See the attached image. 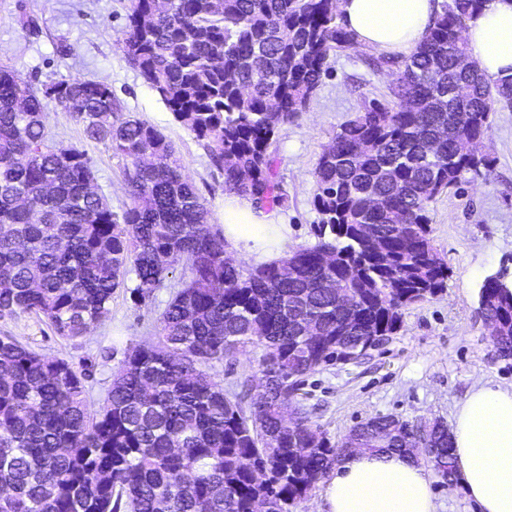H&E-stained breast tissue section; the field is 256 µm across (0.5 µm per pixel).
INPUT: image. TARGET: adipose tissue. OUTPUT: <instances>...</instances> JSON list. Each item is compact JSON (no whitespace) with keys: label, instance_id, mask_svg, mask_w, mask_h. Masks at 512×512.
I'll return each instance as SVG.
<instances>
[{"label":"adipose tissue","instance_id":"1","mask_svg":"<svg viewBox=\"0 0 512 512\" xmlns=\"http://www.w3.org/2000/svg\"><path fill=\"white\" fill-rule=\"evenodd\" d=\"M346 27L380 54H411L424 40L438 0H340ZM490 78L512 75V0H488L463 33ZM224 240L257 263L279 258L288 226L277 212L257 211L235 194L224 199ZM457 477L479 512H512V390L474 386L452 430ZM318 512H436L432 479L415 461L354 452L321 491Z\"/></svg>","mask_w":512,"mask_h":512}]
</instances>
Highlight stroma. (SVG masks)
I'll return each mask as SVG.
<instances>
[{
  "instance_id": "35a3bbf8",
  "label": "stroma",
  "mask_w": 512,
  "mask_h": 512,
  "mask_svg": "<svg viewBox=\"0 0 512 512\" xmlns=\"http://www.w3.org/2000/svg\"><path fill=\"white\" fill-rule=\"evenodd\" d=\"M129 6L130 0H0V65L14 67L38 86L60 79L109 85L127 114L150 122L174 144L200 197L210 211H218L224 202L223 177L211 172L205 149L174 120L118 47ZM26 15L37 18L39 33L22 27ZM369 54L356 46L333 55L308 111L279 133L276 179L288 196L281 209L287 249L317 241L313 171L334 131L395 80L390 72H372L365 63ZM45 106L54 141L86 151L98 193L114 212H122L129 202L124 159L87 139L82 125L54 100ZM485 152L491 159L488 172L465 174L430 206L431 238L448 265L444 291L404 308L402 326L384 348L358 364L320 369L298 391L300 406L331 442L341 443L353 428L381 415L449 424L473 385L512 388V360H493L488 328L478 314L484 278L504 267L512 270V109L492 114ZM171 295V289L162 288L138 304L129 292L117 291L108 320L76 344L34 317L0 319V334L77 367L92 363L88 403L96 410L127 350L153 340ZM261 356V346H248L211 374L227 395H235L242 380L260 378Z\"/></svg>"
}]
</instances>
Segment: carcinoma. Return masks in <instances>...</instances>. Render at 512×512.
<instances>
[{
    "label": "carcinoma",
    "instance_id": "1",
    "mask_svg": "<svg viewBox=\"0 0 512 512\" xmlns=\"http://www.w3.org/2000/svg\"><path fill=\"white\" fill-rule=\"evenodd\" d=\"M488 0H444L395 70L390 100L364 103L320 154L318 241L247 272L225 258L224 231L167 137L124 112L109 86L61 79L43 88L0 65V318L35 315L78 341L110 315L119 289L136 303L171 280L157 341L126 352L102 406L91 371L0 336V512H270L297 505L344 457L293 399L302 379L393 336L402 310L446 288L430 237L435 197L467 173L512 77L458 66L459 30ZM339 0H131L119 48L207 151L224 190L265 212L285 204L271 147L307 111L331 55L352 48ZM53 98L125 161L130 204L117 215L92 187L85 151L56 145ZM293 261L292 271L284 268ZM133 284H128L129 275ZM479 307L498 322L495 355L512 357V279L486 277ZM263 346L264 392L245 410L209 369ZM454 474L448 428L419 426ZM412 425L362 423L356 450L412 457Z\"/></svg>",
    "mask_w": 512,
    "mask_h": 512
}]
</instances>
